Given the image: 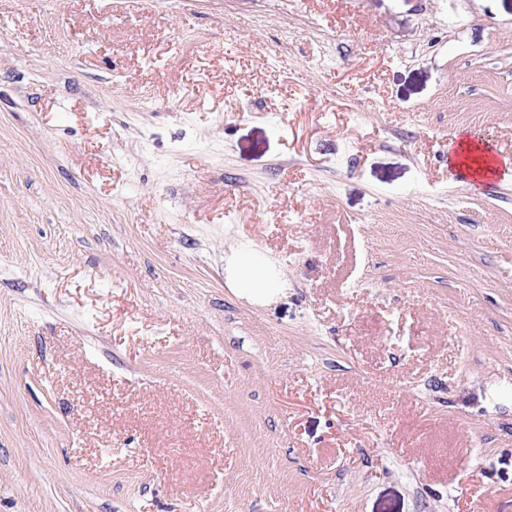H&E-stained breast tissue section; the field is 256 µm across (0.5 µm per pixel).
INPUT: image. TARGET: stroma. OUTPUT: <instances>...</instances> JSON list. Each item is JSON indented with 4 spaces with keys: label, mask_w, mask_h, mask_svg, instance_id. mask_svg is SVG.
I'll return each instance as SVG.
<instances>
[{
    "label": "stroma",
    "mask_w": 512,
    "mask_h": 512,
    "mask_svg": "<svg viewBox=\"0 0 512 512\" xmlns=\"http://www.w3.org/2000/svg\"><path fill=\"white\" fill-rule=\"evenodd\" d=\"M463 128L512 0H0V512H512ZM238 277L241 282H259L265 288H273L268 281L265 267L247 251H239L237 256Z\"/></svg>",
    "instance_id": "stroma-1"
}]
</instances>
